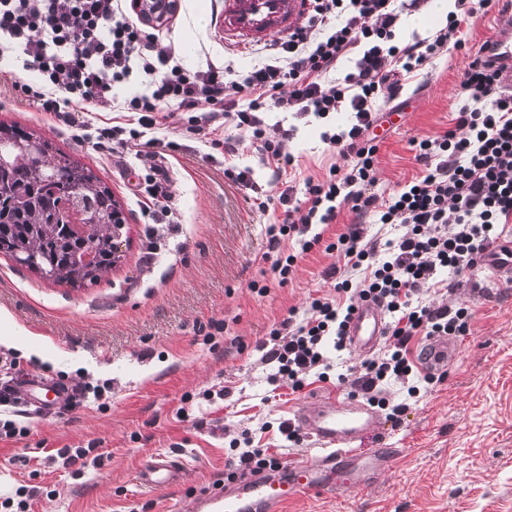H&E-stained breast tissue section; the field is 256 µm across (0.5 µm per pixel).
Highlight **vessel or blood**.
Instances as JSON below:
<instances>
[{
	"label": "vessel or blood",
	"mask_w": 512,
	"mask_h": 512,
	"mask_svg": "<svg viewBox=\"0 0 512 512\" xmlns=\"http://www.w3.org/2000/svg\"><path fill=\"white\" fill-rule=\"evenodd\" d=\"M305 13L304 0H224L221 24L228 41H265L288 33ZM493 60L512 81V17H498L491 37L481 51ZM494 276L512 278V241H503L482 260ZM385 321L381 309L361 303L350 323L351 348L367 352L381 340ZM457 347L446 338L429 339L421 363L432 372H443L454 362ZM294 419L319 446L316 457L295 458L273 471L246 474L224 492L198 500L196 512H283L288 502L299 495L341 485L345 489H364L398 455L394 448L362 449L373 436L380 416L365 401L351 398L336 402L322 397L316 407L299 408ZM175 477L172 460L156 456L138 472L142 486L155 488L171 484Z\"/></svg>",
	"instance_id": "vessel-or-blood-1"
}]
</instances>
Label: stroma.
Wrapping results in <instances>:
<instances>
[{"label":"stroma","mask_w":512,"mask_h":512,"mask_svg":"<svg viewBox=\"0 0 512 512\" xmlns=\"http://www.w3.org/2000/svg\"><path fill=\"white\" fill-rule=\"evenodd\" d=\"M177 3L174 14L145 29L169 40L184 67L228 56L243 72L261 62L257 44L225 43L221 0ZM491 19L478 14L462 25V48L440 55L396 98L398 115L376 129L378 191L393 192L418 174L411 138L453 128L462 72ZM34 81L14 53L0 55V121L35 132L92 169L121 204L127 231L112 271L86 288L46 280L0 254V346L18 351L29 377L65 370L77 383L107 387L105 409L63 416L36 410L27 442L0 443V512H11L3 502L21 487L35 493L32 512H193L197 498L226 486L229 446L242 433L282 462L315 454L313 439L284 442L277 426L314 396L345 399L349 385L315 379L295 392L284 383L259 402L270 369L260 364L258 347L290 309L329 293L324 272L337 265V253L315 247L283 284L262 273L268 218L255 209L251 190L224 175L219 142L235 129L216 122L191 137L186 115L177 112L162 131L174 149L143 160L131 151L104 154L14 88ZM347 119L343 112L325 120L266 116L267 124L293 128L283 150L300 179L322 177L339 163L320 133ZM153 168L165 176L177 223H153L139 204L136 185ZM257 280L267 293L251 290ZM425 299L466 304L473 318L443 380L413 399L400 423L383 421L399 457L362 491L308 493L284 512H512V283L478 269ZM217 322L224 325L218 333ZM218 388L224 399L202 400L203 391ZM93 439L109 457L80 474L31 453L37 445L48 451ZM157 454L179 465L178 483L139 484L140 467Z\"/></svg>","instance_id":"obj_1"}]
</instances>
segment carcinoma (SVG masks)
<instances>
[{
	"label": "carcinoma",
	"mask_w": 512,
	"mask_h": 512,
	"mask_svg": "<svg viewBox=\"0 0 512 512\" xmlns=\"http://www.w3.org/2000/svg\"><path fill=\"white\" fill-rule=\"evenodd\" d=\"M115 206L112 190L91 169L52 142L0 122V252L39 273L55 264L56 283L93 285L119 259L112 234L94 242V264L83 269L70 261L78 241L67 225L85 221L88 213L103 224H120Z\"/></svg>",
	"instance_id": "1"
}]
</instances>
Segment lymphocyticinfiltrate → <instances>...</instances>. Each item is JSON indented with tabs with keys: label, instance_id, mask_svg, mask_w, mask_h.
I'll list each match as a JSON object with an SVG mask.
<instances>
[{
	"label": "lymphocytic infiltrate",
	"instance_id": "lymphocytic-infiltrate-1",
	"mask_svg": "<svg viewBox=\"0 0 512 512\" xmlns=\"http://www.w3.org/2000/svg\"><path fill=\"white\" fill-rule=\"evenodd\" d=\"M426 0H309L307 15L287 37L266 44L262 61L245 73L231 63L190 71L176 59L169 42L146 34L134 0H0V43L22 47L24 67L36 84L20 92L69 126L86 127L75 106L112 100L115 86L138 76L143 92L124 101L137 113L136 124L116 122L98 128L97 144H133L146 154L163 147V116L188 113L190 131L200 128V109L223 113L242 130L263 164L275 176L293 166L282 142L289 131L271 133L264 113L309 112L325 117L348 106L347 128L323 132V141L346 161L326 177L305 178L303 195L293 185L279 194L257 193L258 210L283 209L282 222L268 226L270 248L296 237L301 252L321 245L322 226L334 223L339 205L349 206L354 224L337 234L343 264L326 271L334 296L313 299L309 311L291 312L269 334L260 361L273 365L269 383L288 379L302 389L310 375L326 379L329 350L347 347V329L357 302L371 301L390 316L383 354L366 359L352 376H340L353 394L387 409L399 420L405 403H390L383 387L398 383L408 397L433 374L420 373L410 355L419 336H464L472 313L465 306L434 307L424 302L444 274L466 276L479 266L496 240L499 226L512 223V93L502 91L501 71L474 59L463 72L465 97L452 129L432 138L410 139L422 166L403 188L380 199L375 193L378 145L371 130L382 101L394 100L404 79L421 71L440 51L460 48L456 34L463 19L487 11L492 0H477L463 14H449L432 37L397 46L395 30L403 15L422 10ZM355 69L338 84L327 77L352 50ZM243 140V141H244ZM398 224L400 236L366 238L361 219ZM23 370L16 352L0 363V441L27 438L17 386Z\"/></svg>",
	"mask_w": 512,
	"mask_h": 512
}]
</instances>
